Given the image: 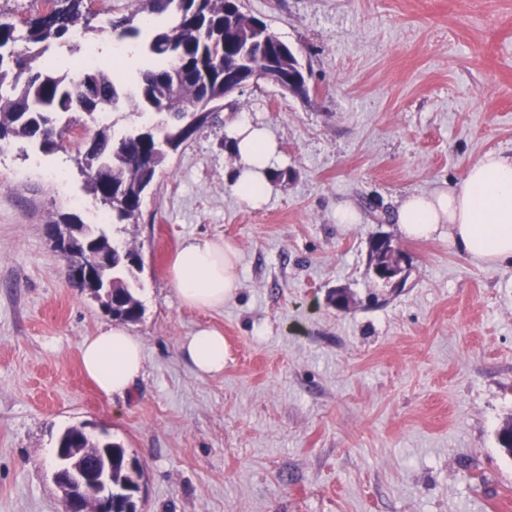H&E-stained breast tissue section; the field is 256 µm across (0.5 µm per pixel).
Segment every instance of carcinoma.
I'll list each match as a JSON object with an SVG mask.
<instances>
[{"mask_svg": "<svg viewBox=\"0 0 512 512\" xmlns=\"http://www.w3.org/2000/svg\"><path fill=\"white\" fill-rule=\"evenodd\" d=\"M51 20L38 14L18 27L13 17L0 11V147L24 141L43 153L61 148L63 135L77 122L76 115L116 110L124 98L98 65L76 77L59 72L45 57L53 43H70L89 32L107 34L119 43L135 44L142 32L138 14L94 11L91 0H57ZM149 15L167 14L171 24H157L143 42V53L158 58L156 67L142 75L134 97L142 112L160 120L118 135L117 121L99 126L88 147L78 152L76 165L88 178L90 192L118 226L137 221L145 192L164 164L163 143L175 147L193 139L224 109V62L245 51L238 24L224 16L227 0H140ZM24 50H17L18 43ZM202 106L203 113L186 123L188 110ZM70 238L88 243L91 252L109 261L112 277V318L134 322L142 306L128 277L140 267L138 252L113 245L108 234L92 231L73 214L62 218ZM142 472L131 470L126 449L112 444V484L116 493L113 512L134 507L122 490Z\"/></svg>", "mask_w": 512, "mask_h": 512, "instance_id": "cac0c4a2", "label": "carcinoma"}]
</instances>
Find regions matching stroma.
<instances>
[{
	"mask_svg": "<svg viewBox=\"0 0 512 512\" xmlns=\"http://www.w3.org/2000/svg\"><path fill=\"white\" fill-rule=\"evenodd\" d=\"M292 47L309 94L271 83L225 99L218 122L170 154L136 223L144 373L107 399L82 370L109 324L71 281L48 227L100 205L75 163L85 136L44 154L0 147V512H61L52 451L105 427L143 466L139 512H512V267L447 237L405 238L408 193L459 184L484 154L512 156V0H243ZM263 123L284 164L268 204L232 190L225 128ZM359 222L339 231L333 213ZM190 236L240 256L218 312L183 307L168 262ZM403 255L377 279L370 245ZM344 290L350 307L331 303ZM224 335V372L178 354L199 326Z\"/></svg>",
	"mask_w": 512,
	"mask_h": 512,
	"instance_id": "obj_1",
	"label": "stroma"
}]
</instances>
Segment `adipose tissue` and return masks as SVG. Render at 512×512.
<instances>
[{
	"instance_id": "ef3b65f1",
	"label": "adipose tissue",
	"mask_w": 512,
	"mask_h": 512,
	"mask_svg": "<svg viewBox=\"0 0 512 512\" xmlns=\"http://www.w3.org/2000/svg\"><path fill=\"white\" fill-rule=\"evenodd\" d=\"M226 133L239 160L233 190L250 208H262L281 164L279 145L265 126L244 114ZM397 222L408 238L445 235L467 259L511 267L512 156L485 154L458 186L407 195L398 206ZM169 281L183 306L223 310L240 290L238 250L221 238H185L171 261ZM178 353L198 376L224 370V337L213 328H198L180 343ZM81 363L101 395L126 396L144 371L141 341L123 325H106L83 341Z\"/></svg>"
}]
</instances>
